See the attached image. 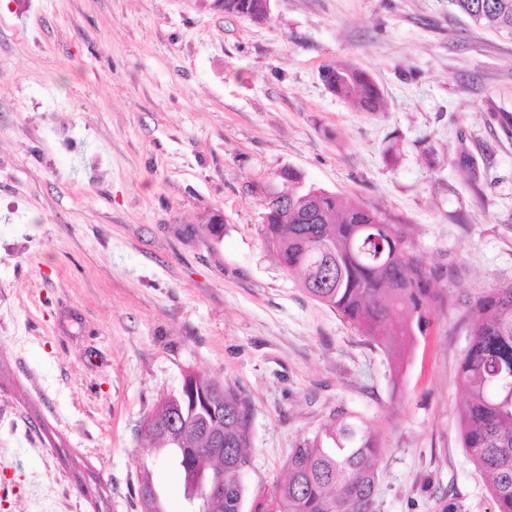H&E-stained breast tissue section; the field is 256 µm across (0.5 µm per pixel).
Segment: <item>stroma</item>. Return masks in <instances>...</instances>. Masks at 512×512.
<instances>
[{
  "label": "stroma",
  "instance_id": "35a3bbf8",
  "mask_svg": "<svg viewBox=\"0 0 512 512\" xmlns=\"http://www.w3.org/2000/svg\"><path fill=\"white\" fill-rule=\"evenodd\" d=\"M270 15L0 0V512H141L145 468L181 512V476L140 427L189 371L251 402L244 512L339 413L377 435L381 512H493L456 373L466 301L512 282V38L449 0ZM331 61L370 76L376 111L326 88ZM288 167L464 269L402 373L265 247Z\"/></svg>",
  "mask_w": 512,
  "mask_h": 512
}]
</instances>
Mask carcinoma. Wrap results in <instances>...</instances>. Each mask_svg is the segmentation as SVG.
I'll return each mask as SVG.
<instances>
[{"label": "carcinoma", "mask_w": 512, "mask_h": 512, "mask_svg": "<svg viewBox=\"0 0 512 512\" xmlns=\"http://www.w3.org/2000/svg\"><path fill=\"white\" fill-rule=\"evenodd\" d=\"M224 13L254 17L262 0H222ZM477 23L512 37V0H450ZM322 80L335 94L374 112L379 90L363 71L329 63ZM282 200L264 206V239L301 286L335 310L358 332L380 344L400 368L417 337L430 324L434 282L441 270L427 268L414 239L398 225L358 204L315 187L301 189V176L281 173ZM470 344L457 384L466 394L460 414L463 448L491 482L493 512H512V282L498 284L467 305ZM178 421L190 438L183 446L161 440L154 448L180 469L190 486L224 482V501L208 512H238L244 487L236 461L249 458L251 405L241 390L189 372L178 392L163 397L144 424ZM224 437V451L209 438ZM379 448L372 427L346 416L333 418L320 434L293 450L287 479L263 497L255 512H379Z\"/></svg>", "instance_id": "carcinoma-1"}]
</instances>
